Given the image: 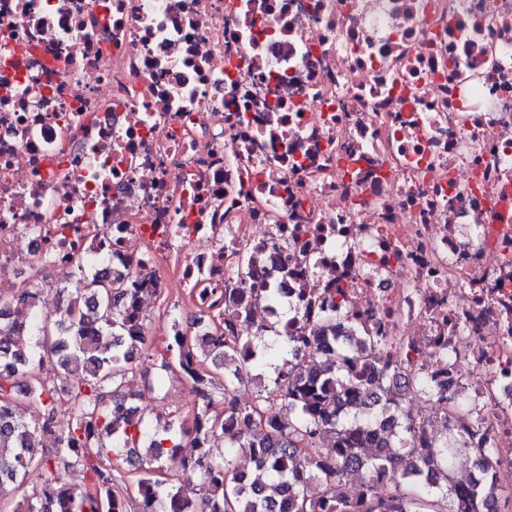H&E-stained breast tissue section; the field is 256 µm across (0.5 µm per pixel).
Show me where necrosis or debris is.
Masks as SVG:
<instances>
[{"mask_svg":"<svg viewBox=\"0 0 512 512\" xmlns=\"http://www.w3.org/2000/svg\"><path fill=\"white\" fill-rule=\"evenodd\" d=\"M96 255L162 336L232 288L280 299L232 336L335 307L338 345L435 386L406 392L428 438L493 448L512 488V0H0L14 347Z\"/></svg>","mask_w":512,"mask_h":512,"instance_id":"necrosis-or-debris-1","label":"necrosis or debris"}]
</instances>
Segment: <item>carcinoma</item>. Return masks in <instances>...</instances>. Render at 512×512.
Returning a JSON list of instances; mask_svg holds the SVG:
<instances>
[{
  "label": "carcinoma",
  "instance_id": "cac0c4a2",
  "mask_svg": "<svg viewBox=\"0 0 512 512\" xmlns=\"http://www.w3.org/2000/svg\"><path fill=\"white\" fill-rule=\"evenodd\" d=\"M76 293L96 299L85 313L67 308L52 321L30 318L35 348L27 354L31 386L20 388L7 371L0 373V499L24 488L27 472L50 473L44 487L24 497L26 512H489L491 486H458L448 480L454 456L469 452L478 469L493 471L494 449L429 444L423 424L405 412L391 394L410 379L393 373L376 336L357 337L358 349L340 350L329 362L298 360L305 340L283 325L273 333L283 348L272 386H258L250 405H241L230 388L235 376L213 371L207 361L239 358L254 367L264 337L227 336L223 319L201 337L184 332L169 338L160 367L186 369L201 398L193 416L194 458L182 467L201 475L189 488L165 468L178 456L188 433L171 422L153 429L120 391L133 364L144 353L145 325L121 273L110 280L85 278ZM63 370L84 366L70 391L72 422L53 432L54 453L40 456L39 432L50 429L57 414L56 387L42 376L44 361ZM224 390V416L212 414L213 390ZM223 443L224 458L211 454ZM395 449V455L366 449ZM80 466L89 483L75 488L54 464ZM134 467L125 479L121 465ZM355 474L362 493H347Z\"/></svg>",
  "mask_w": 512,
  "mask_h": 512
}]
</instances>
